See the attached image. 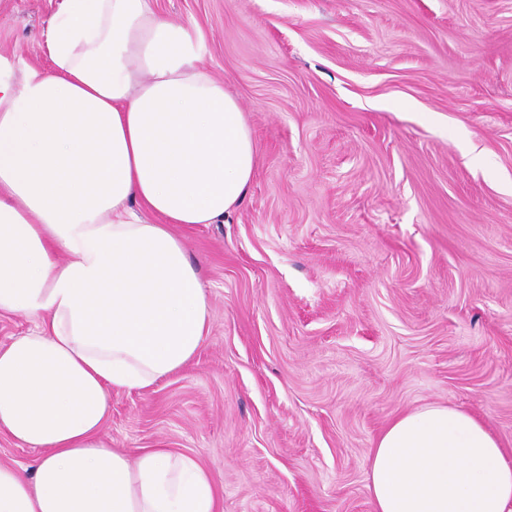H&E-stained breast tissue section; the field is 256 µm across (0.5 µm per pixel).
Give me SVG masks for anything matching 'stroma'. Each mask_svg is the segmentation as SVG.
I'll use <instances>...</instances> for the list:
<instances>
[{
	"mask_svg": "<svg viewBox=\"0 0 512 512\" xmlns=\"http://www.w3.org/2000/svg\"><path fill=\"white\" fill-rule=\"evenodd\" d=\"M58 0H0V55L46 66ZM240 104L238 207L175 230L209 333L112 393L113 448L195 455L222 512H373L367 456L441 404L512 459V0H156Z\"/></svg>",
	"mask_w": 512,
	"mask_h": 512,
	"instance_id": "obj_1",
	"label": "stroma"
}]
</instances>
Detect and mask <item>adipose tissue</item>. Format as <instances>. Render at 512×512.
Here are the masks:
<instances>
[{
	"mask_svg": "<svg viewBox=\"0 0 512 512\" xmlns=\"http://www.w3.org/2000/svg\"><path fill=\"white\" fill-rule=\"evenodd\" d=\"M43 39L50 68L0 56V313L37 322L0 346V431L44 452L31 473L0 463V512H219L194 456L101 432L111 392L150 389L204 342L173 227L238 206L252 132L154 0H60ZM368 465L374 512H512V463L452 407L395 418Z\"/></svg>",
	"mask_w": 512,
	"mask_h": 512,
	"instance_id": "1",
	"label": "adipose tissue"
}]
</instances>
